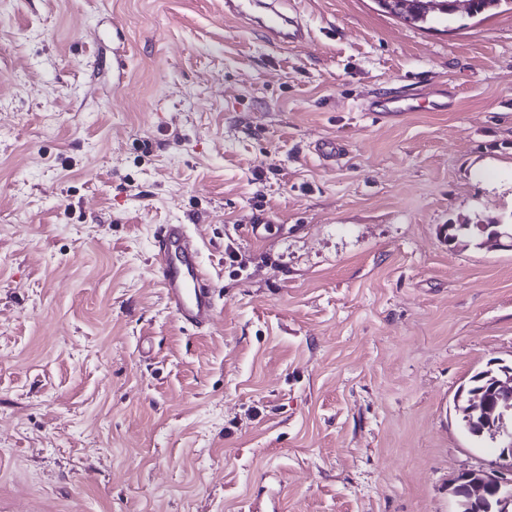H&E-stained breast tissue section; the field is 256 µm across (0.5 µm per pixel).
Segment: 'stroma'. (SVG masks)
<instances>
[{
  "label": "stroma",
  "mask_w": 512,
  "mask_h": 512,
  "mask_svg": "<svg viewBox=\"0 0 512 512\" xmlns=\"http://www.w3.org/2000/svg\"><path fill=\"white\" fill-rule=\"evenodd\" d=\"M289 7L312 39L271 49L224 0H0V512H455L497 469L454 399L512 364V247L444 227L512 224V0ZM161 224L209 328L165 306ZM393 2V8L388 11L390 14H393L397 17L402 18L404 21L409 22L413 25H417V23H429L435 20H448V17L455 14L450 11V7H448V1L453 0H438V2L447 3L446 6L443 7V11H432L429 13H424L422 10H404L400 8L401 3L404 1H428V0H389ZM443 91V92H438ZM447 91V92H446ZM446 97L441 101L439 97ZM445 112L448 110V88L437 89L431 93L408 94L398 96H375L367 103V111L376 118H385L392 113L418 112ZM153 271L167 309L184 326H209L217 313L216 291L185 224H166L155 237Z\"/></svg>",
  "instance_id": "stroma-1"
}]
</instances>
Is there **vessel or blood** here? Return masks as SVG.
Listing matches in <instances>:
<instances>
[{
	"mask_svg": "<svg viewBox=\"0 0 512 512\" xmlns=\"http://www.w3.org/2000/svg\"><path fill=\"white\" fill-rule=\"evenodd\" d=\"M224 15L245 25L259 27L268 46L296 47L306 43L309 32L301 17L291 13L288 0H224ZM439 92L376 96L367 104L376 118L395 113L447 111ZM154 274L162 288L167 309L182 325L209 326L217 313L216 291L202 265L195 238L186 225L168 224L155 238Z\"/></svg>",
	"mask_w": 512,
	"mask_h": 512,
	"instance_id": "1",
	"label": "vessel or blood"
}]
</instances>
